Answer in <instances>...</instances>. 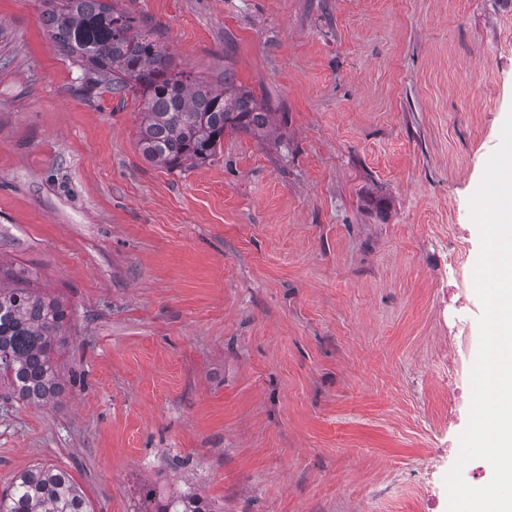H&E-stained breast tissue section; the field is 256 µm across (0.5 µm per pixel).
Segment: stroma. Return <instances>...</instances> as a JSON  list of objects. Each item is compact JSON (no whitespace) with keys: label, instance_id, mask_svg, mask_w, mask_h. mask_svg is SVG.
Returning <instances> with one entry per match:
<instances>
[{"label":"stroma","instance_id":"obj_1","mask_svg":"<svg viewBox=\"0 0 512 512\" xmlns=\"http://www.w3.org/2000/svg\"><path fill=\"white\" fill-rule=\"evenodd\" d=\"M179 70L264 93L244 134L147 162L143 102L0 0V284L62 298L76 377L0 397V491L35 465L91 512H447L482 307L469 198L512 110V0H120ZM154 498H146V490ZM158 512H209L202 499L191 492L169 498L162 504Z\"/></svg>","mask_w":512,"mask_h":512}]
</instances>
